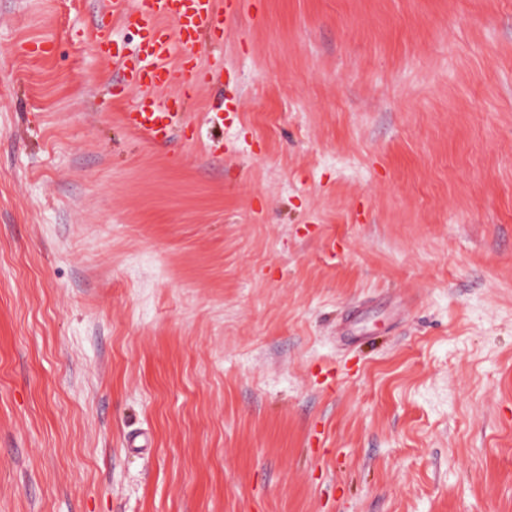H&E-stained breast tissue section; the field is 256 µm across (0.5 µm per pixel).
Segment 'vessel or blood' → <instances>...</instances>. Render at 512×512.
<instances>
[{
	"label": "vessel or blood",
	"mask_w": 512,
	"mask_h": 512,
	"mask_svg": "<svg viewBox=\"0 0 512 512\" xmlns=\"http://www.w3.org/2000/svg\"><path fill=\"white\" fill-rule=\"evenodd\" d=\"M237 9L236 0H112L113 13L140 33L134 56L113 57L122 86L137 92L123 115L128 129L153 145L171 142L184 124L185 100L219 76L215 69L195 70L191 56Z\"/></svg>",
	"instance_id": "vessel-or-blood-1"
}]
</instances>
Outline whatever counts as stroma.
Listing matches in <instances>:
<instances>
[{
	"label": "stroma",
	"instance_id": "stroma-1",
	"mask_svg": "<svg viewBox=\"0 0 512 512\" xmlns=\"http://www.w3.org/2000/svg\"><path fill=\"white\" fill-rule=\"evenodd\" d=\"M242 2L0 0V512H512V0ZM235 2V3H234ZM238 0H113L112 12L140 32L134 59L115 52L122 71L112 92L133 89L137 96L123 121L150 144L166 146L184 124L183 104L204 81L219 77L218 69L192 70L191 55L212 36L225 18L233 17ZM202 76V78H201ZM175 88L159 95V89Z\"/></svg>",
	"mask_w": 512,
	"mask_h": 512
}]
</instances>
